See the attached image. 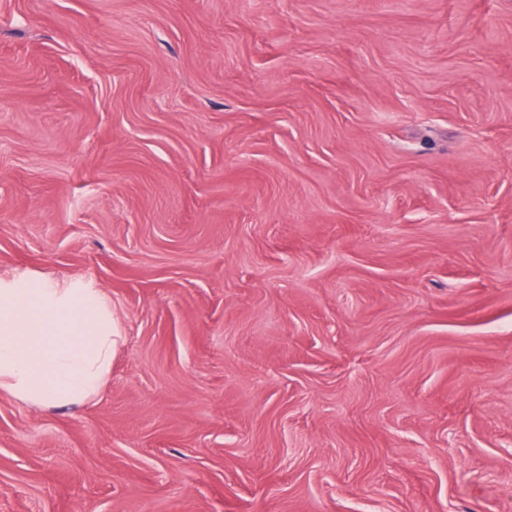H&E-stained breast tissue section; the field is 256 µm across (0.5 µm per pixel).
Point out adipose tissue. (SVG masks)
I'll return each mask as SVG.
<instances>
[{
    "label": "adipose tissue",
    "mask_w": 512,
    "mask_h": 512,
    "mask_svg": "<svg viewBox=\"0 0 512 512\" xmlns=\"http://www.w3.org/2000/svg\"><path fill=\"white\" fill-rule=\"evenodd\" d=\"M116 344L101 289L0 284V390L14 398L57 408L97 398Z\"/></svg>",
    "instance_id": "obj_1"
}]
</instances>
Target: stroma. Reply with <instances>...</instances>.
<instances>
[{
    "label": "stroma",
    "instance_id": "obj_1",
    "mask_svg": "<svg viewBox=\"0 0 512 512\" xmlns=\"http://www.w3.org/2000/svg\"><path fill=\"white\" fill-rule=\"evenodd\" d=\"M21 277L118 341L0 512H512V0H0Z\"/></svg>",
    "mask_w": 512,
    "mask_h": 512
}]
</instances>
